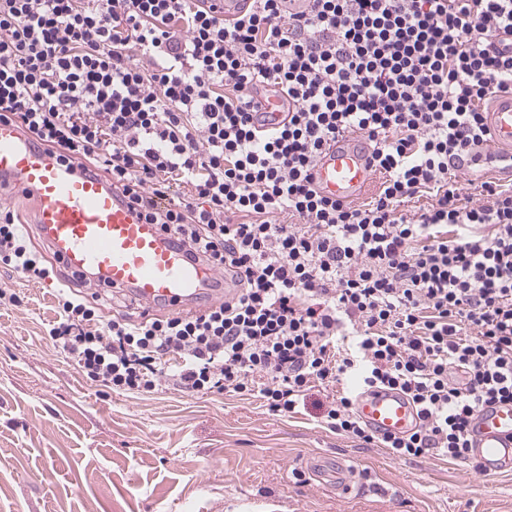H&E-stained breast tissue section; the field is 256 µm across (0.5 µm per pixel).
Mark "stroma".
<instances>
[{"label":"stroma","instance_id":"1","mask_svg":"<svg viewBox=\"0 0 512 512\" xmlns=\"http://www.w3.org/2000/svg\"><path fill=\"white\" fill-rule=\"evenodd\" d=\"M57 281L0 268V512H512V472L396 458L251 396L102 393L47 337ZM348 467L337 490L333 464Z\"/></svg>","mask_w":512,"mask_h":512}]
</instances>
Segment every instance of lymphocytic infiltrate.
<instances>
[{
    "mask_svg": "<svg viewBox=\"0 0 512 512\" xmlns=\"http://www.w3.org/2000/svg\"><path fill=\"white\" fill-rule=\"evenodd\" d=\"M282 2L228 21L210 0H0V119L239 284L195 314L137 319L65 284L48 335L114 392L246 393L286 415L335 386L336 433L469 459L476 414L512 405V189L481 182L474 202L448 171L496 161L486 109L512 89V0ZM271 86L294 109L266 128L253 96ZM346 133L371 142L380 179L360 205L309 175ZM173 181L190 188L176 203ZM2 266L58 274L1 208ZM359 388L401 393L419 426L375 437Z\"/></svg>",
    "mask_w": 512,
    "mask_h": 512,
    "instance_id": "1",
    "label": "lymphocytic infiltrate"
}]
</instances>
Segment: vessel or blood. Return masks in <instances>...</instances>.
Wrapping results in <instances>:
<instances>
[{"label":"vessel or blood","instance_id":"vessel-or-blood-1","mask_svg":"<svg viewBox=\"0 0 512 512\" xmlns=\"http://www.w3.org/2000/svg\"><path fill=\"white\" fill-rule=\"evenodd\" d=\"M254 105L275 122L289 109L280 92L256 96ZM486 122L496 153L512 161V91L494 97ZM372 178L370 149L358 134L326 146L312 169L316 191L344 203L357 201ZM3 181L30 202L54 259L99 288L123 292L147 310L172 313L196 312L232 294L226 273L188 258L157 225L144 223L111 182L80 165L59 164L7 121H0ZM357 411L381 434L410 431L418 421L414 405L394 391H359ZM472 436V456L484 473L512 471V405L484 408Z\"/></svg>","mask_w":512,"mask_h":512}]
</instances>
